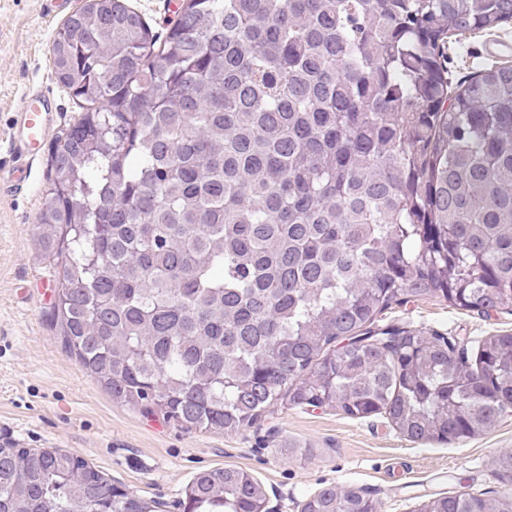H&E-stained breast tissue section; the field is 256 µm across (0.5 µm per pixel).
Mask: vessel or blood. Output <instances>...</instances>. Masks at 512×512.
Instances as JSON below:
<instances>
[{
  "mask_svg": "<svg viewBox=\"0 0 512 512\" xmlns=\"http://www.w3.org/2000/svg\"><path fill=\"white\" fill-rule=\"evenodd\" d=\"M51 103L43 91H33L21 101L15 114L10 143L17 157V165L8 179L10 188L26 191L27 164L46 141L51 124Z\"/></svg>",
  "mask_w": 512,
  "mask_h": 512,
  "instance_id": "b4317fda",
  "label": "vessel or blood"
}]
</instances>
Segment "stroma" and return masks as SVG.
<instances>
[{"instance_id":"stroma-1","label":"stroma","mask_w":512,"mask_h":512,"mask_svg":"<svg viewBox=\"0 0 512 512\" xmlns=\"http://www.w3.org/2000/svg\"><path fill=\"white\" fill-rule=\"evenodd\" d=\"M78 0L57 14L42 0H0V170L16 164L9 134L14 112L35 89L50 92L54 131L80 112L51 65L52 41ZM512 65V24L472 34L448 47L456 83L491 64ZM47 151L30 165L26 193L0 191V446L60 448L88 462L112 484L182 512L181 491L201 469L232 465L266 489L273 512H299L318 490H360L378 512H418L435 494L512 496L497 458L512 452V415L486 433L457 443L415 442L383 418L351 419L320 408L277 407L239 433L181 427L111 395L64 349L49 313L53 271L39 244L48 186ZM380 324L423 329L474 353L482 337L512 333V314L488 319L426 297L387 310Z\"/></svg>"}]
</instances>
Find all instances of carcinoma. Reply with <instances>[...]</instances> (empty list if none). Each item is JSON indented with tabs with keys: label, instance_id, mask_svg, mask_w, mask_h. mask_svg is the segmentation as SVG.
I'll return each instance as SVG.
<instances>
[{
	"label": "carcinoma",
	"instance_id": "cac0c4a2",
	"mask_svg": "<svg viewBox=\"0 0 512 512\" xmlns=\"http://www.w3.org/2000/svg\"><path fill=\"white\" fill-rule=\"evenodd\" d=\"M508 23L512 0H183L158 34L125 0H86L52 43L83 114L50 144L40 214L64 348L112 401L187 429L237 432L278 404L381 415L413 441L491 429L512 411V334L471 363L377 322L426 296L512 312V65L453 88L447 53ZM264 501L218 467L182 505ZM89 502L154 512L65 451L0 452V512ZM375 507L328 486L304 512Z\"/></svg>",
	"mask_w": 512,
	"mask_h": 512
}]
</instances>
